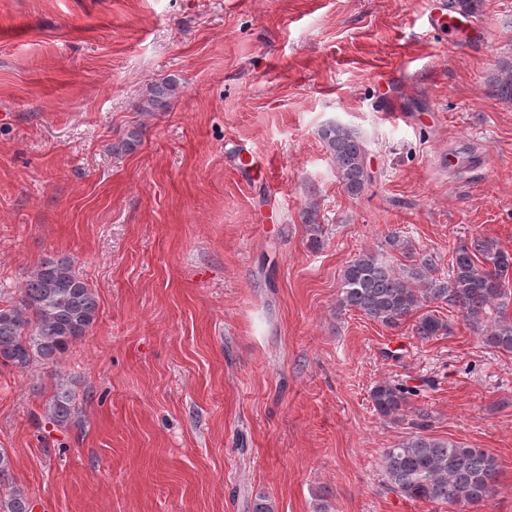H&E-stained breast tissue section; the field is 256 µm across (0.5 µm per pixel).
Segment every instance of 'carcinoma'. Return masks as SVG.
I'll return each mask as SVG.
<instances>
[{"label": "carcinoma", "mask_w": 512, "mask_h": 512, "mask_svg": "<svg viewBox=\"0 0 512 512\" xmlns=\"http://www.w3.org/2000/svg\"><path fill=\"white\" fill-rule=\"evenodd\" d=\"M176 86L173 79L151 85L143 110L167 108ZM490 87L497 98L512 102L511 57L498 61ZM320 138L344 190L351 196L360 194L368 183L365 140L336 123L325 125ZM141 141L142 132L131 130L112 145V151L133 152ZM388 244L410 263L395 268L371 251L361 252L341 273L339 307L355 310L387 329L410 321L412 335L429 341L448 335L450 324L424 308L430 303L445 304L463 313L487 346L512 354V313L506 288L512 255L496 240L474 236L459 244L445 277L438 275L431 256H414L400 235H389ZM98 314L95 289L70 258L42 259L19 296L0 305V367L23 369L35 361L56 362L90 333ZM416 395V390L398 380L381 381L370 392L374 411L388 421L400 420ZM47 413L53 423L66 426L75 413V393L62 383L56 385ZM11 469L9 455L0 450V512H33L28 494L11 486ZM382 470L388 488L401 497L448 506L487 501L499 477L496 458L483 449L422 434L386 449Z\"/></svg>", "instance_id": "obj_1"}]
</instances>
